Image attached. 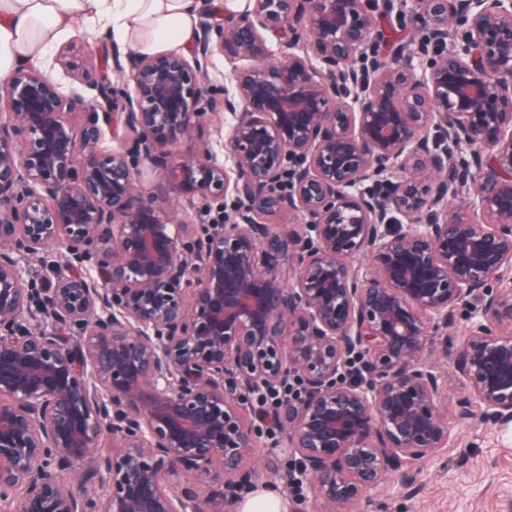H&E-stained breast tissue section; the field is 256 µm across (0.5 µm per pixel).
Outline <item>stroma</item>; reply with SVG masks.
I'll return each instance as SVG.
<instances>
[{"label": "stroma", "mask_w": 512, "mask_h": 512, "mask_svg": "<svg viewBox=\"0 0 512 512\" xmlns=\"http://www.w3.org/2000/svg\"><path fill=\"white\" fill-rule=\"evenodd\" d=\"M458 439L424 469L412 498L395 497L392 512H512V436L490 423H454Z\"/></svg>", "instance_id": "obj_1"}]
</instances>
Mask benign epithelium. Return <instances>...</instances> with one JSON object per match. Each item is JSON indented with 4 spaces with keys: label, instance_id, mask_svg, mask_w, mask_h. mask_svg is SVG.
<instances>
[{
    "label": "benign epithelium",
    "instance_id": "benign-epithelium-1",
    "mask_svg": "<svg viewBox=\"0 0 512 512\" xmlns=\"http://www.w3.org/2000/svg\"><path fill=\"white\" fill-rule=\"evenodd\" d=\"M247 2L185 52L59 49L90 98L0 82V512H238L265 429L289 512H389L450 448L448 360L512 425V0ZM243 62L231 59L228 56L217 55L213 59V64L209 68V79L217 86L229 84L233 69L241 66ZM226 131V123L223 117H216L214 120L204 127L202 137L207 140L214 151L220 158L224 159V135Z\"/></svg>",
    "mask_w": 512,
    "mask_h": 512
}]
</instances>
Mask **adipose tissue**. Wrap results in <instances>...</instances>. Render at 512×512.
Masks as SVG:
<instances>
[{
	"instance_id": "ef3b65f1",
	"label": "adipose tissue",
	"mask_w": 512,
	"mask_h": 512,
	"mask_svg": "<svg viewBox=\"0 0 512 512\" xmlns=\"http://www.w3.org/2000/svg\"><path fill=\"white\" fill-rule=\"evenodd\" d=\"M80 21L143 55L186 47L198 26L193 0H0V79L42 59Z\"/></svg>"
}]
</instances>
